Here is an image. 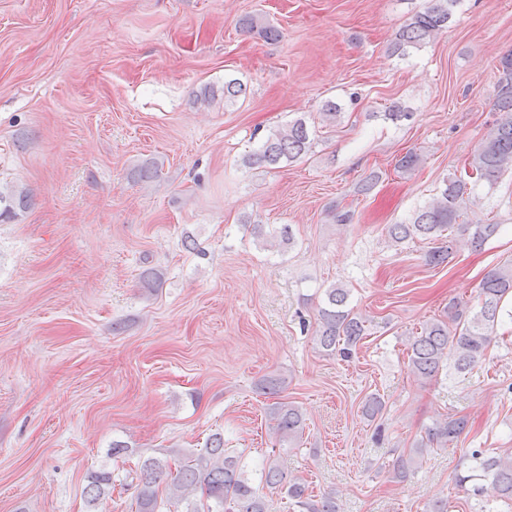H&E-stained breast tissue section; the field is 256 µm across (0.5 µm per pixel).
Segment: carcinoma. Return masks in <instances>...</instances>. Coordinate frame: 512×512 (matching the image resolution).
Instances as JSON below:
<instances>
[{
    "instance_id": "carcinoma-1",
    "label": "carcinoma",
    "mask_w": 512,
    "mask_h": 512,
    "mask_svg": "<svg viewBox=\"0 0 512 512\" xmlns=\"http://www.w3.org/2000/svg\"><path fill=\"white\" fill-rule=\"evenodd\" d=\"M459 0H424L422 8L409 17L397 31L392 53L404 57L411 49L430 43L452 20ZM245 32H257L267 40L280 37L279 30L264 25L249 16L242 19ZM224 106L233 105L246 95L247 85L232 78L224 81ZM499 113L492 127L473 152L468 167L460 175L442 180L439 191L405 220L388 227V236L395 245L414 239L441 241L426 254V262L434 267L448 264L451 248L443 242L444 232L459 223L480 181L495 184L506 172H512V53L500 59L497 92L493 104ZM313 140L304 119L297 118L272 130L258 147L242 156L246 168L275 169L284 163L301 159L312 148ZM423 157L408 151L396 162L395 169L404 173L415 170ZM29 189L18 185H0V223L15 220L29 209ZM253 234L272 246L294 243L291 225L281 224L272 230L253 225ZM325 305L318 309L316 338L320 347L330 353L351 356L352 348L365 335V320L348 303V290L331 286L325 291ZM512 299V261L490 270L482 279L478 291V309L466 312L458 302L448 303L442 319L426 323L410 343L408 366L414 376L422 379L438 375L448 360L455 357L459 373L470 370L486 357L491 336L503 318L512 320V308L505 302ZM274 432L279 444L290 445L302 437L304 418L292 402L275 401L270 405ZM468 427L464 417L448 416L425 429V436L413 448L402 452L392 461L391 478L401 482L414 475L424 454L435 446H445L459 439ZM136 483L120 482L121 488L134 487L135 512H162L175 499L187 503L186 512H267L266 496L245 476L241 458L226 454L224 438L213 435L204 451L171 472L167 460L145 459L135 470ZM459 484L473 486V495H486L512 501V455L493 456L481 449L471 451L470 464L456 473ZM260 484L286 497L298 512H338L336 498L325 496L314 501L307 494L308 486L300 478H287L276 460L262 469ZM112 473L98 472L89 477L84 494L90 506L112 490Z\"/></svg>"
}]
</instances>
